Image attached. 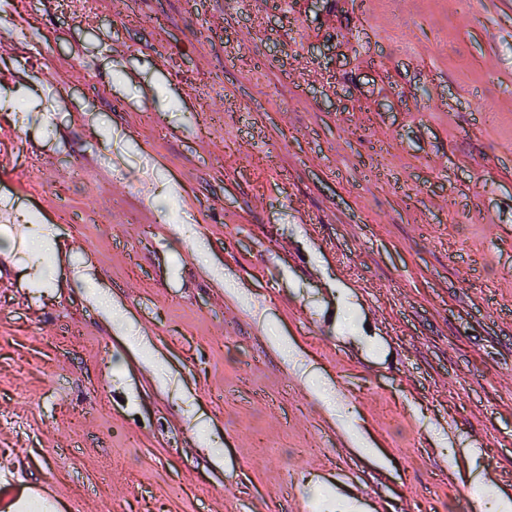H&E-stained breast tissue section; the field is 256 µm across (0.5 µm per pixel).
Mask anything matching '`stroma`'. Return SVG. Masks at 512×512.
Segmentation results:
<instances>
[{
  "instance_id": "obj_1",
  "label": "stroma",
  "mask_w": 512,
  "mask_h": 512,
  "mask_svg": "<svg viewBox=\"0 0 512 512\" xmlns=\"http://www.w3.org/2000/svg\"><path fill=\"white\" fill-rule=\"evenodd\" d=\"M224 3L0 0V457L61 494L24 512H493L512 0Z\"/></svg>"
}]
</instances>
